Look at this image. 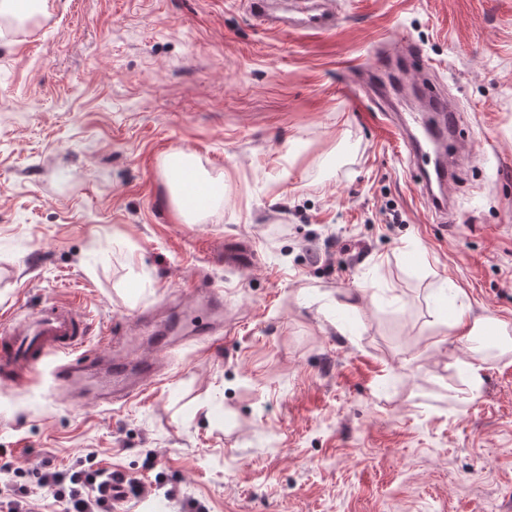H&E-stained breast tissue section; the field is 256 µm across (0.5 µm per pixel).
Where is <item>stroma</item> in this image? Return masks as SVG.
I'll return each instance as SVG.
<instances>
[{
    "label": "stroma",
    "mask_w": 512,
    "mask_h": 512,
    "mask_svg": "<svg viewBox=\"0 0 512 512\" xmlns=\"http://www.w3.org/2000/svg\"><path fill=\"white\" fill-rule=\"evenodd\" d=\"M335 28L270 30L246 0H45L0 24V315L54 302L90 348L138 360L224 296L223 338L174 337L128 403L0 381V499L63 512L46 471L140 481L112 512H512V339L469 342L459 306L512 322V0H334ZM410 39L457 101L449 224L386 113L343 93ZM224 182L189 224L173 154ZM245 240L253 261L224 265ZM486 358L475 397L453 363Z\"/></svg>",
    "instance_id": "obj_1"
}]
</instances>
